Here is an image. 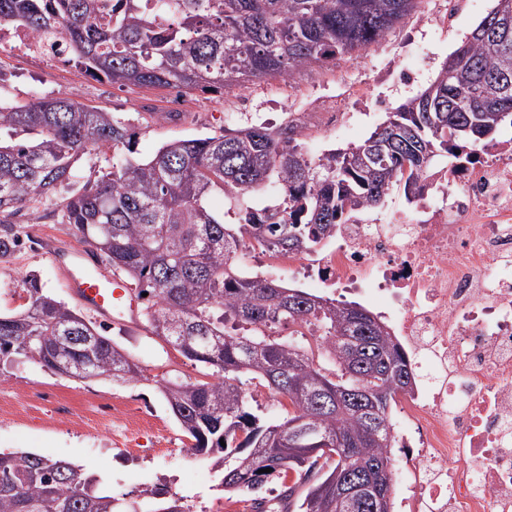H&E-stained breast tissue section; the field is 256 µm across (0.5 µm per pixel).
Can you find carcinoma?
Masks as SVG:
<instances>
[{
    "mask_svg": "<svg viewBox=\"0 0 512 512\" xmlns=\"http://www.w3.org/2000/svg\"><path fill=\"white\" fill-rule=\"evenodd\" d=\"M119 2L112 15L102 0H0V23L65 37L71 59L99 80L220 93L357 57L420 0ZM301 125L290 118L226 128L170 142L149 160H118L65 199V218L112 274L135 284L153 335L194 337L176 350L212 370L213 380H165L160 391L190 450L222 453L214 465L225 494L251 501L252 512H374L376 492L392 493L395 399L415 382L399 340L355 302L244 276L235 259L247 236L272 253L310 251L350 212L378 207L396 183L408 199L422 196L437 158L496 141L512 127V33L502 39L498 21L486 15L435 81L360 145L312 158L302 152ZM3 129L37 138L0 142L1 259L22 244L11 219L75 180L78 152L129 139L112 113L68 95L13 105L0 112ZM265 187L277 197L246 203ZM216 190L237 207L238 224L224 223L211 206ZM26 291V305L0 314V364L34 360L60 375L71 363L84 367L85 380L144 378L129 353L43 294L36 277ZM279 329L288 337H275ZM93 334V346L79 340ZM255 380L288 399L281 421L261 425L250 411L245 386ZM270 479L281 482L272 505L259 495ZM355 483L362 494L337 507L336 486ZM138 507L69 460L0 452V512Z\"/></svg>",
    "mask_w": 512,
    "mask_h": 512,
    "instance_id": "carcinoma-1",
    "label": "carcinoma"
}]
</instances>
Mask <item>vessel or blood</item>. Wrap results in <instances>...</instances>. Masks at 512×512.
<instances>
[{"mask_svg":"<svg viewBox=\"0 0 512 512\" xmlns=\"http://www.w3.org/2000/svg\"><path fill=\"white\" fill-rule=\"evenodd\" d=\"M61 269L73 295L89 312L109 319L122 309L130 320H137V299L130 287L119 276L102 274L88 255H72Z\"/></svg>","mask_w":512,"mask_h":512,"instance_id":"obj_1","label":"vessel or blood"}]
</instances>
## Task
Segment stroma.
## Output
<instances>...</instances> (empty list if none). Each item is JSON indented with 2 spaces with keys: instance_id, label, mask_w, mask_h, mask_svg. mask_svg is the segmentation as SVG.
<instances>
[{
  "instance_id": "35a3bbf8",
  "label": "stroma",
  "mask_w": 512,
  "mask_h": 512,
  "mask_svg": "<svg viewBox=\"0 0 512 512\" xmlns=\"http://www.w3.org/2000/svg\"><path fill=\"white\" fill-rule=\"evenodd\" d=\"M494 5L495 0H461L452 9L448 0H420L415 11L359 57L337 59L328 68L303 71L289 81L272 78L243 90L189 94L187 107L174 119L168 112L175 90L119 86L86 78L76 65L49 68L42 59L16 51L0 53V91L14 101L71 93L89 108L112 113L128 125L129 144L116 149L90 145L79 154L75 168L84 183L96 182L110 171L113 159H144L177 139L207 136L248 123L277 124L288 109L335 112L334 138H325L317 127L307 130L301 146L311 154L320 148H345L367 139L391 108L416 97L434 82L448 56ZM356 85L367 86L365 99L346 98L347 89ZM61 207L62 200L56 197L40 205L36 213L16 216L25 235L21 247L0 261L1 312L25 303L23 281L29 275L38 278L45 293L78 307L50 251L54 244L66 250L82 247L62 224ZM103 326L106 336L144 368V379L71 378L52 374L32 360L6 367L0 372V392L25 395L37 407L38 419H0V452L26 450L67 459L86 473L108 479L113 496L118 498L149 489L163 499L174 494L184 496L190 512H212L224 498L215 457L192 454L190 441L158 385L162 378L200 380L202 367L146 331L144 325L107 320ZM59 394H90L127 405L146 427L113 442L111 434L91 425L59 420L54 401Z\"/></svg>"
}]
</instances>
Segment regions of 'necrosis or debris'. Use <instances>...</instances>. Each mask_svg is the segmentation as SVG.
<instances>
[{"label":"necrosis or debris","mask_w":512,"mask_h":512,"mask_svg":"<svg viewBox=\"0 0 512 512\" xmlns=\"http://www.w3.org/2000/svg\"><path fill=\"white\" fill-rule=\"evenodd\" d=\"M0 49L66 64L63 38L0 25ZM434 202L414 219L337 225L320 257L274 254L291 273L356 296H383L385 316L416 373L399 395L405 512H512V140L430 173ZM64 418L142 429L126 409L59 397Z\"/></svg>","instance_id":"4bbe7bcc"}]
</instances>
